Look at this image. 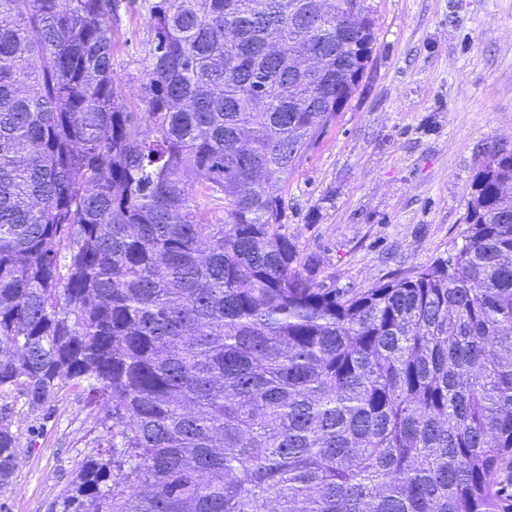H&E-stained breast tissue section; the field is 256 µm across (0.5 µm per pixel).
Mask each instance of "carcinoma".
<instances>
[{
    "label": "carcinoma",
    "instance_id": "cac0c4a2",
    "mask_svg": "<svg viewBox=\"0 0 512 512\" xmlns=\"http://www.w3.org/2000/svg\"><path fill=\"white\" fill-rule=\"evenodd\" d=\"M118 2L0 0V392L98 409L61 512H512V150L447 257L330 288L278 183L360 83L369 0H143L137 102ZM18 448L0 421V512ZM142 0H121L118 21L114 23L117 30V45L114 54V69L121 75L138 73L141 67L136 61L140 60L136 45L140 41H146L151 37V28L146 12L141 8ZM125 92L127 95H139L141 85L139 81H126L124 78Z\"/></svg>",
    "mask_w": 512,
    "mask_h": 512
}]
</instances>
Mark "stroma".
I'll return each instance as SVG.
<instances>
[{
    "mask_svg": "<svg viewBox=\"0 0 512 512\" xmlns=\"http://www.w3.org/2000/svg\"><path fill=\"white\" fill-rule=\"evenodd\" d=\"M142 0H121L114 68L138 69L151 36ZM371 59L348 105L283 186L288 232L310 271L356 290L460 243L484 149L512 146V0H371ZM20 440L10 512H59L91 455L96 411L64 387L43 411L0 396Z\"/></svg>",
    "mask_w": 512,
    "mask_h": 512,
    "instance_id": "obj_1",
    "label": "stroma"
}]
</instances>
